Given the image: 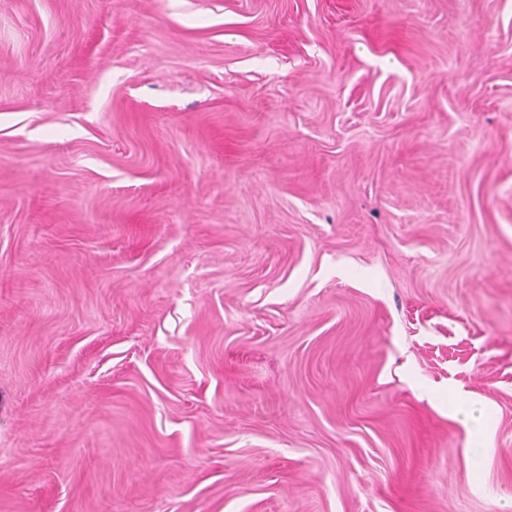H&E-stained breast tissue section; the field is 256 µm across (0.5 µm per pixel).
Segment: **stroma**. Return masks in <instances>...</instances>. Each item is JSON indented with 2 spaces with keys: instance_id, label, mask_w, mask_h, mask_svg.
I'll use <instances>...</instances> for the list:
<instances>
[{
  "instance_id": "35a3bbf8",
  "label": "stroma",
  "mask_w": 512,
  "mask_h": 512,
  "mask_svg": "<svg viewBox=\"0 0 512 512\" xmlns=\"http://www.w3.org/2000/svg\"><path fill=\"white\" fill-rule=\"evenodd\" d=\"M0 512H512V0H0Z\"/></svg>"
}]
</instances>
